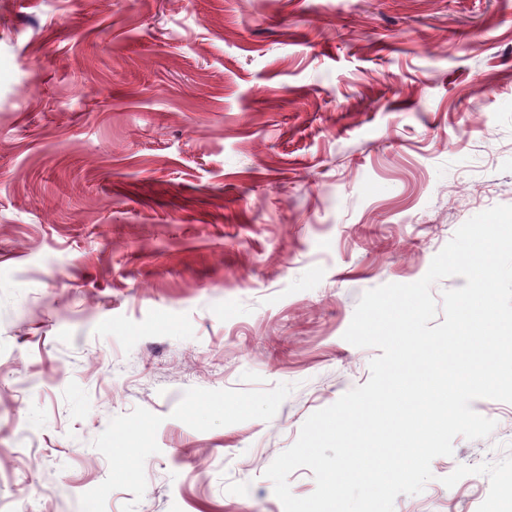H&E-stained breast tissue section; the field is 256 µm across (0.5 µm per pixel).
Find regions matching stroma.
Returning a JSON list of instances; mask_svg holds the SVG:
<instances>
[{
    "mask_svg": "<svg viewBox=\"0 0 512 512\" xmlns=\"http://www.w3.org/2000/svg\"><path fill=\"white\" fill-rule=\"evenodd\" d=\"M512 205V0H0V512H284L361 295ZM395 512H512V403Z\"/></svg>",
    "mask_w": 512,
    "mask_h": 512,
    "instance_id": "stroma-1",
    "label": "stroma"
}]
</instances>
